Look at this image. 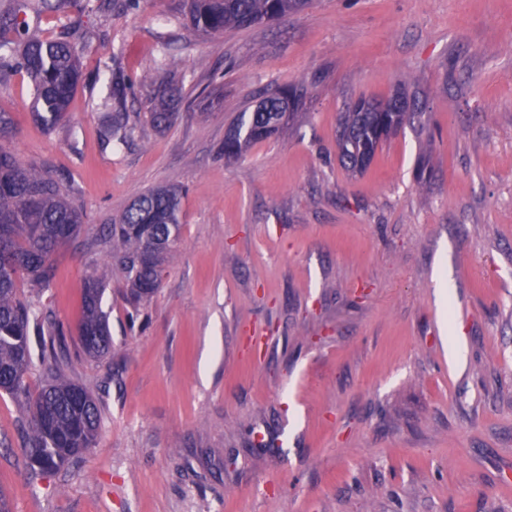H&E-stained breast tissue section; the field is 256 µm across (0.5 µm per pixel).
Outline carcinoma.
I'll list each match as a JSON object with an SVG mask.
<instances>
[{
	"label": "carcinoma",
	"instance_id": "obj_1",
	"mask_svg": "<svg viewBox=\"0 0 512 512\" xmlns=\"http://www.w3.org/2000/svg\"><path fill=\"white\" fill-rule=\"evenodd\" d=\"M310 0H182L190 27L217 35L226 28H248L304 10ZM71 33L43 39L29 32L18 14L0 15V74L21 72L34 84L31 120L51 131L69 120V106L84 73ZM132 81L112 75L110 92L102 106L112 112L104 137L124 144L132 133L127 108ZM180 89L169 82L157 86L160 108L150 113L158 128L171 122L166 108ZM304 87L290 85L263 95L250 116L224 138V156L235 158L250 144L274 133L284 111L297 109ZM409 101L396 93L385 101H360L342 113L337 137L343 167L363 171L384 139L396 133L409 116ZM186 188L169 185L136 198L113 224L107 243L112 260L125 282L126 303L140 307L159 288L168 257L182 239L181 211ZM86 211L75 204L72 190L41 168L26 164L0 146V396L29 398L30 421L22 436V451L41 472L59 469L80 457L95 443L100 428L96 398L63 370L66 336L50 319L42 303L56 279L52 256L75 239L88 223ZM26 282L35 298L19 292ZM104 288L95 277L86 278L82 294L79 348L92 359L112 351L109 315L104 311ZM40 336L34 351L33 335ZM38 362L45 379L38 393L28 397L26 377Z\"/></svg>",
	"mask_w": 512,
	"mask_h": 512
}]
</instances>
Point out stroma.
I'll return each mask as SVG.
<instances>
[{"instance_id": "stroma-1", "label": "stroma", "mask_w": 512, "mask_h": 512, "mask_svg": "<svg viewBox=\"0 0 512 512\" xmlns=\"http://www.w3.org/2000/svg\"><path fill=\"white\" fill-rule=\"evenodd\" d=\"M26 20L44 38L90 34L69 121L37 127L16 73L0 82L15 120L0 143L92 218L55 255L43 302L101 429L38 475L27 401L0 397L10 512H512V0H312L218 37L187 29L178 0ZM115 67L134 83L120 146L92 107ZM169 70L181 99L161 131L148 114ZM295 83L304 106L225 158L229 126ZM399 87L410 120L348 172L341 113ZM170 184L187 188L182 242L134 313L103 229ZM90 275L112 336L101 362L76 350Z\"/></svg>"}]
</instances>
